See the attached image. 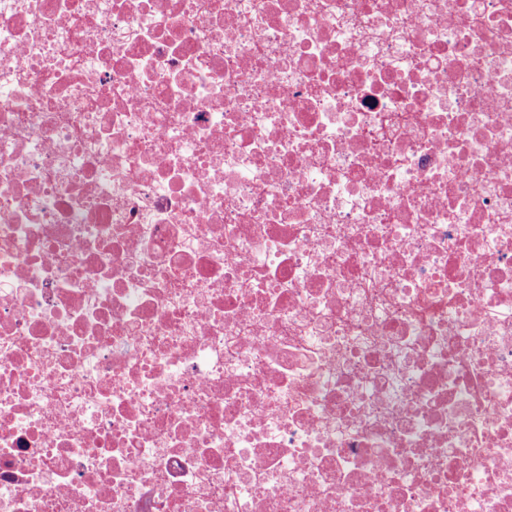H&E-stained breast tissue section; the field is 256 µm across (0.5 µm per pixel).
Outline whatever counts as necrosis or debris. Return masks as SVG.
Returning <instances> with one entry per match:
<instances>
[{
	"mask_svg": "<svg viewBox=\"0 0 512 512\" xmlns=\"http://www.w3.org/2000/svg\"><path fill=\"white\" fill-rule=\"evenodd\" d=\"M0 512H512V0H0Z\"/></svg>",
	"mask_w": 512,
	"mask_h": 512,
	"instance_id": "1",
	"label": "necrosis or debris"
}]
</instances>
